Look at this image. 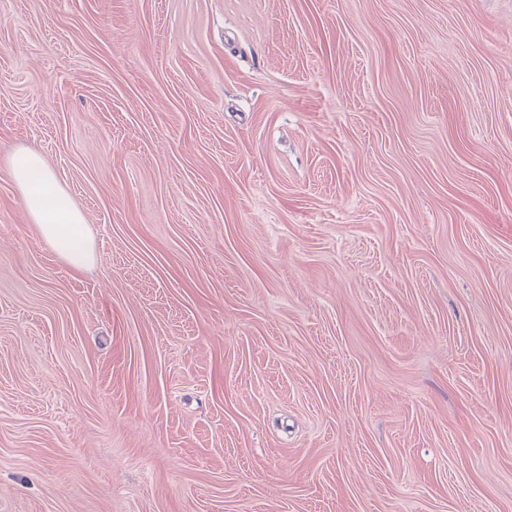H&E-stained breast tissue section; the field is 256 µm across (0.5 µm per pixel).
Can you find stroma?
Masks as SVG:
<instances>
[{
  "instance_id": "stroma-1",
  "label": "stroma",
  "mask_w": 512,
  "mask_h": 512,
  "mask_svg": "<svg viewBox=\"0 0 512 512\" xmlns=\"http://www.w3.org/2000/svg\"><path fill=\"white\" fill-rule=\"evenodd\" d=\"M0 512H512V0H0ZM10 169L44 242L75 271L94 265L84 217L68 195L56 187L44 157L34 150H21L12 156Z\"/></svg>"
}]
</instances>
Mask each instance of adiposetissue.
<instances>
[{"label":"adipose tissue","instance_id":"ef3b65f1","mask_svg":"<svg viewBox=\"0 0 512 512\" xmlns=\"http://www.w3.org/2000/svg\"><path fill=\"white\" fill-rule=\"evenodd\" d=\"M10 169L44 242L73 270L94 265L95 254L85 233L84 217L68 195L56 187L44 157L30 149L19 151L11 158Z\"/></svg>","mask_w":512,"mask_h":512}]
</instances>
